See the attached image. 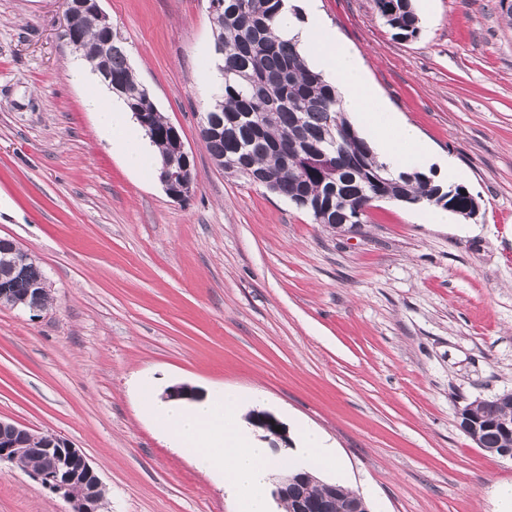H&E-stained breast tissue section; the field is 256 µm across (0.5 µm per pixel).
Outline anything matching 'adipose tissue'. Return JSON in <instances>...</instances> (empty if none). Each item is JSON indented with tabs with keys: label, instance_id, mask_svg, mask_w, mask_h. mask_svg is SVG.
<instances>
[{
	"label": "adipose tissue",
	"instance_id": "1",
	"mask_svg": "<svg viewBox=\"0 0 512 512\" xmlns=\"http://www.w3.org/2000/svg\"><path fill=\"white\" fill-rule=\"evenodd\" d=\"M276 32L295 41L307 63L335 86L341 109L365 130L378 161L391 172H412L435 165L443 170L448 184L465 181L466 174L456 161L440 155L414 125L378 94L360 55L326 23L314 0H309L306 12L300 16L290 6H283ZM85 82V102L95 115L100 138L129 170L143 173L158 170V152L123 101L109 91L97 74L87 75Z\"/></svg>",
	"mask_w": 512,
	"mask_h": 512
}]
</instances>
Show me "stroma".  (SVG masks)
<instances>
[{"instance_id":"1","label":"stroma","mask_w":512,"mask_h":512,"mask_svg":"<svg viewBox=\"0 0 512 512\" xmlns=\"http://www.w3.org/2000/svg\"><path fill=\"white\" fill-rule=\"evenodd\" d=\"M402 40L373 0H318L375 87L467 173L475 218L382 201L355 230L227 174L200 138L214 82L206 0H102L195 185L171 199L100 141L64 0H0V239L50 282L0 303V419L70 440L108 512H237L142 415L138 379L239 389L332 441L371 512H498L512 461L460 429L512 389V0H415ZM0 467V512H71Z\"/></svg>"}]
</instances>
